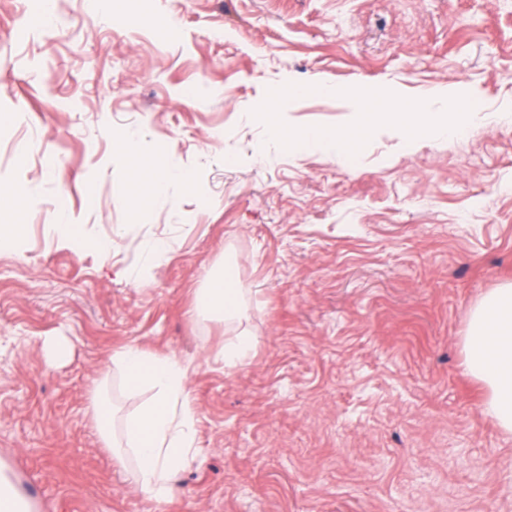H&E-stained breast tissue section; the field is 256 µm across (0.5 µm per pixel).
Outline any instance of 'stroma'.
Returning a JSON list of instances; mask_svg holds the SVG:
<instances>
[{
    "label": "stroma",
    "mask_w": 512,
    "mask_h": 512,
    "mask_svg": "<svg viewBox=\"0 0 512 512\" xmlns=\"http://www.w3.org/2000/svg\"><path fill=\"white\" fill-rule=\"evenodd\" d=\"M0 0V473L22 465L50 512H512V434L463 368L473 306L512 282V123L407 144L380 131L356 155L259 163L249 116L284 80L418 98L436 85L512 107V0ZM170 17L159 34L152 21ZM353 106L308 95L295 127ZM185 170L166 200L115 135ZM109 260L57 246L59 209ZM170 260L145 265L146 241ZM233 254L255 355L217 353L235 328L189 317L206 270ZM142 271L133 285L127 271ZM67 337L50 365L45 344ZM136 344L190 367L199 451L172 502L136 490L95 429L106 385L122 413L149 397L113 367Z\"/></svg>",
    "instance_id": "obj_1"
}]
</instances>
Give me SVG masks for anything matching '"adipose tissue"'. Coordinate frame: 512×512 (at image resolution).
Listing matches in <instances>:
<instances>
[{"label":"adipose tissue","mask_w":512,"mask_h":512,"mask_svg":"<svg viewBox=\"0 0 512 512\" xmlns=\"http://www.w3.org/2000/svg\"><path fill=\"white\" fill-rule=\"evenodd\" d=\"M245 295L244 288L225 282L222 270H209L193 313L228 323L242 320ZM461 346L465 371L485 391V413L501 431L512 433L511 282L491 289L476 303ZM111 361L131 386L151 393L122 420L124 447L134 463L133 480L147 500L172 501V476L198 448L188 367L177 356H151L134 345L114 351Z\"/></svg>","instance_id":"ef3b65f1"}]
</instances>
